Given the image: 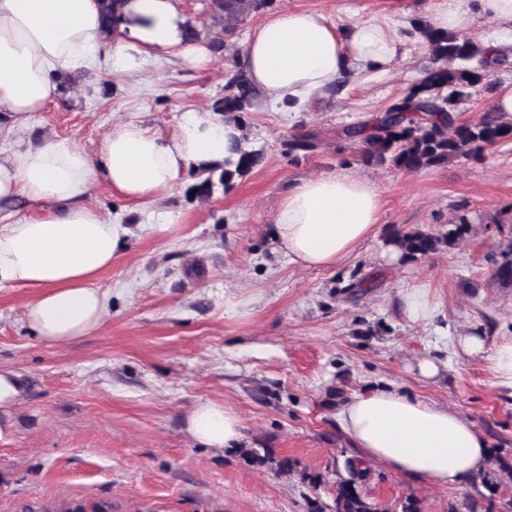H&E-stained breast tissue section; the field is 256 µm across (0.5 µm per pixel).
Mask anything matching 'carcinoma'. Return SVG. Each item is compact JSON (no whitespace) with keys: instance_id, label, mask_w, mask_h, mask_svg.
<instances>
[{"instance_id":"obj_1","label":"carcinoma","mask_w":512,"mask_h":512,"mask_svg":"<svg viewBox=\"0 0 512 512\" xmlns=\"http://www.w3.org/2000/svg\"><path fill=\"white\" fill-rule=\"evenodd\" d=\"M265 3L266 0H211L212 19L222 25L224 32L230 33L237 22ZM122 5L123 0H101L102 19L107 27H112V19ZM417 31L439 66L427 70L408 94L391 105L371 127L345 129L348 139L364 143L362 160L415 172L454 157L475 154L485 146L511 137L512 123L497 112H484L471 121L459 119L456 113L457 104L469 96L470 88L487 76L483 70L489 64L486 51L464 35L437 30L428 23L421 24ZM228 87L236 88V92L224 98L225 119L237 123L240 121L237 113L245 110L253 90L240 77L231 79ZM257 159V153L245 149L237 159L225 161L224 169L202 172L204 178L193 190L208 196L215 184L227 186L234 175L251 169ZM468 229L466 217L460 216L446 233L416 229L393 235L386 245L398 253L399 260H416L442 245H454ZM491 278L512 285V248L508 257L495 262ZM243 456L252 465L267 466L280 474L293 470V462L287 457H276L271 448H246ZM349 472L350 478L336 484L331 512H377L356 488V483L366 477V471L351 466Z\"/></svg>"}]
</instances>
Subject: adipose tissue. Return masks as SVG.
Returning a JSON list of instances; mask_svg holds the SVG:
<instances>
[{
	"mask_svg": "<svg viewBox=\"0 0 512 512\" xmlns=\"http://www.w3.org/2000/svg\"><path fill=\"white\" fill-rule=\"evenodd\" d=\"M512 24V0H450L429 15L440 30H467L477 16ZM178 0H126L115 32L102 26L98 0H0V200L38 205L32 216L0 210V287L26 285L38 293L25 320L44 342L62 345L94 333L107 311L96 285L110 268L122 229L88 199L106 183L127 199L168 195L189 168L233 158L239 136L216 112H184L161 136L140 121L117 123L96 152L28 131L34 113L59 93L64 79L106 71L136 77L157 54L178 51L194 66L210 65L205 43L189 38ZM402 40L379 24L337 27L323 13L289 8L265 16L245 39L240 63L266 105L304 112L352 71L387 72ZM378 189L346 171L323 172L292 185L274 216L278 251L289 263L330 268L374 234ZM469 356H487L499 386L512 388V339L488 345L482 332L457 337ZM20 375L0 368V442L16 433ZM359 462L436 487L480 477L490 455L485 436L446 405L391 384L370 386L337 412ZM188 429L213 448L241 441V420L219 403L198 405Z\"/></svg>",
	"mask_w": 512,
	"mask_h": 512,
	"instance_id": "obj_1",
	"label": "adipose tissue"
}]
</instances>
